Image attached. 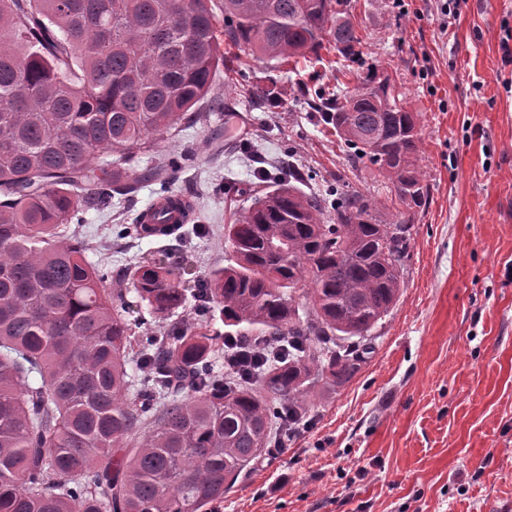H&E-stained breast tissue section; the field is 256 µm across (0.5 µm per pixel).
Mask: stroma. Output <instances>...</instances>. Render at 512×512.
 Here are the masks:
<instances>
[{
    "label": "stroma",
    "mask_w": 512,
    "mask_h": 512,
    "mask_svg": "<svg viewBox=\"0 0 512 512\" xmlns=\"http://www.w3.org/2000/svg\"><path fill=\"white\" fill-rule=\"evenodd\" d=\"M363 56L334 51L280 68L249 61L248 83L274 86L275 106L218 73L228 111L158 140L186 156L171 193L196 213L179 235L116 237L156 199L88 210L79 226L112 268L169 257L193 278L224 265V227L249 207L239 188L266 168L303 172V190L343 182L385 202L388 180L353 164L299 86L333 94L370 72L389 77L423 117L428 204L410 224L396 306L371 330L373 351L347 380L317 390L303 424L224 495L221 512H512V0H460L442 28L440 0H353Z\"/></svg>",
    "instance_id": "35a3bbf8"
}]
</instances>
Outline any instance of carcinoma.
<instances>
[{"instance_id":"cac0c4a2","label":"carcinoma","mask_w":512,"mask_h":512,"mask_svg":"<svg viewBox=\"0 0 512 512\" xmlns=\"http://www.w3.org/2000/svg\"><path fill=\"white\" fill-rule=\"evenodd\" d=\"M351 0H0V512H219L239 475L283 444L316 387L352 376L396 305L410 217L429 197L422 115L370 77L318 111L401 210L341 180L288 178L224 226L227 264L182 284L164 259L119 274L69 233L89 209L166 193L152 157L217 99L223 45L258 62L362 55ZM224 37H219V28ZM176 225L130 224L133 237ZM193 297L255 342L286 345L224 382V337L165 321Z\"/></svg>"}]
</instances>
